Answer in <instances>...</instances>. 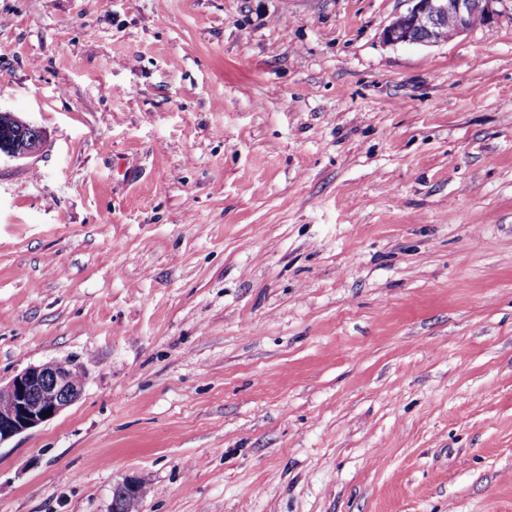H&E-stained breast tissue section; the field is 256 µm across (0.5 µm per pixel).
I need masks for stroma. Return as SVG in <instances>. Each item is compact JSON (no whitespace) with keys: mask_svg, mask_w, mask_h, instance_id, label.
Wrapping results in <instances>:
<instances>
[{"mask_svg":"<svg viewBox=\"0 0 512 512\" xmlns=\"http://www.w3.org/2000/svg\"><path fill=\"white\" fill-rule=\"evenodd\" d=\"M0 0V512H512V0ZM412 6L382 34L390 45L433 44L450 31V39L470 29L475 19L491 22L500 0H407ZM1 125L9 135L0 139V157L23 159L40 151L44 135L38 127L0 109V129ZM84 368L74 361L29 366L0 385V444L53 419L82 395ZM42 412H49L42 416ZM140 484L134 480H124L113 490L110 512H133V504L138 498Z\"/></svg>","mask_w":512,"mask_h":512,"instance_id":"stroma-1","label":"stroma"}]
</instances>
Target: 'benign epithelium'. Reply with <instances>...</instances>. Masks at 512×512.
Returning <instances> with one entry per match:
<instances>
[{"label":"benign epithelium","mask_w":512,"mask_h":512,"mask_svg":"<svg viewBox=\"0 0 512 512\" xmlns=\"http://www.w3.org/2000/svg\"><path fill=\"white\" fill-rule=\"evenodd\" d=\"M412 6L388 25L382 34L390 45L433 44L443 36L457 37L474 20L491 22L500 0H409ZM0 126L8 136L0 139V156L23 159L38 153L42 131L12 112L0 110ZM84 368L74 361H50L29 366L14 375L0 390L11 395V404L0 409V444L53 419L82 395ZM140 484L125 480L113 490L111 512H133Z\"/></svg>","instance_id":"obj_1"}]
</instances>
